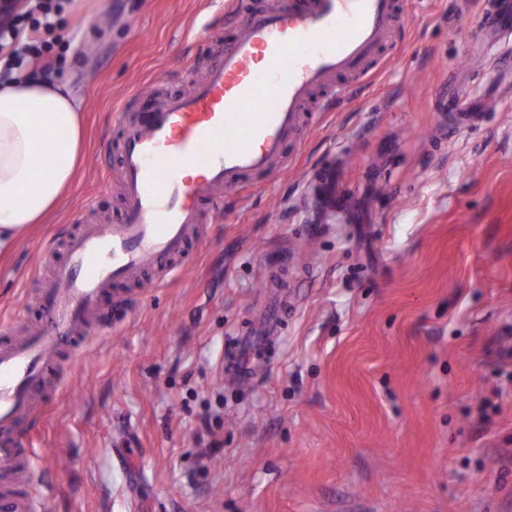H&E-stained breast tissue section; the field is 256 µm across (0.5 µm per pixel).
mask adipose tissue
I'll list each match as a JSON object with an SVG mask.
<instances>
[{
	"instance_id": "ef3b65f1",
	"label": "adipose tissue",
	"mask_w": 512,
	"mask_h": 512,
	"mask_svg": "<svg viewBox=\"0 0 512 512\" xmlns=\"http://www.w3.org/2000/svg\"><path fill=\"white\" fill-rule=\"evenodd\" d=\"M85 114L67 84L0 83V256L45 223L75 182Z\"/></svg>"
}]
</instances>
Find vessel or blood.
Wrapping results in <instances>:
<instances>
[{
    "label": "vessel or blood",
    "mask_w": 512,
    "mask_h": 512,
    "mask_svg": "<svg viewBox=\"0 0 512 512\" xmlns=\"http://www.w3.org/2000/svg\"><path fill=\"white\" fill-rule=\"evenodd\" d=\"M402 0H288L243 13L223 59L190 92L150 111H120L124 210L113 224H84L65 259L39 283L41 326L0 344V466L26 455L19 422L63 350L96 334L95 313L113 285L175 274L200 237L203 215L228 191L287 165L304 110L325 88L374 73L403 32ZM477 39L512 43V0H497ZM27 494L0 496V512H37Z\"/></svg>",
    "instance_id": "1"
}]
</instances>
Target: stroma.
<instances>
[{
    "label": "stroma",
    "instance_id": "obj_1",
    "mask_svg": "<svg viewBox=\"0 0 512 512\" xmlns=\"http://www.w3.org/2000/svg\"><path fill=\"white\" fill-rule=\"evenodd\" d=\"M403 2L404 37L316 95L291 166L225 195L180 272L121 289L124 320L61 359L21 424L43 512H512V49L467 65L483 0ZM59 26L86 157L0 260V342L39 320L42 247L119 218L117 110L202 80L237 33L224 0H68ZM457 92L499 103L462 129ZM272 309L236 384L220 362Z\"/></svg>",
    "mask_w": 512,
    "mask_h": 512
}]
</instances>
